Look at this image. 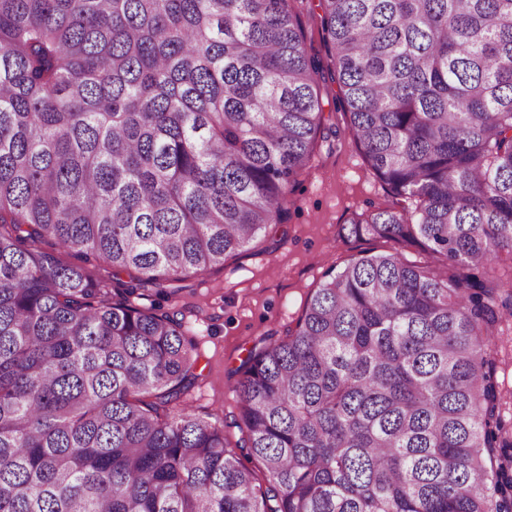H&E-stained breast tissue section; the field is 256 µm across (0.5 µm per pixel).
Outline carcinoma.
<instances>
[{
    "label": "carcinoma",
    "instance_id": "carcinoma-1",
    "mask_svg": "<svg viewBox=\"0 0 512 512\" xmlns=\"http://www.w3.org/2000/svg\"><path fill=\"white\" fill-rule=\"evenodd\" d=\"M296 2L0 0V512H512V0H318L393 198L343 231L398 248L260 337L236 448L182 321L38 247L160 285L283 223L328 121ZM501 337L498 378L506 391L512 392V329Z\"/></svg>",
    "mask_w": 512,
    "mask_h": 512
}]
</instances>
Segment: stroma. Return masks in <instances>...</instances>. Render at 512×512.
I'll use <instances>...</instances> for the list:
<instances>
[{
	"label": "stroma",
	"mask_w": 512,
	"mask_h": 512,
	"mask_svg": "<svg viewBox=\"0 0 512 512\" xmlns=\"http://www.w3.org/2000/svg\"><path fill=\"white\" fill-rule=\"evenodd\" d=\"M298 13L309 53L329 64L318 0H300ZM320 92L336 133L316 136L313 167L289 194L284 223L227 255L223 265L164 289H143L140 306L177 314L196 345L197 412L235 414L232 388L242 360L260 336L294 326L329 266L341 269L360 252L392 248L384 240L340 234L354 214L390 205L391 198L354 142L337 83L321 82Z\"/></svg>",
	"instance_id": "1"
}]
</instances>
